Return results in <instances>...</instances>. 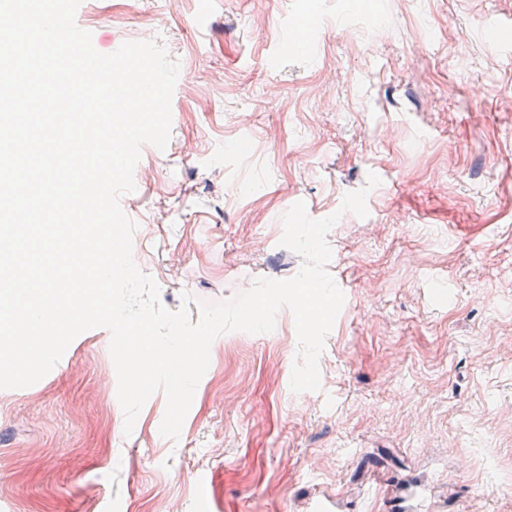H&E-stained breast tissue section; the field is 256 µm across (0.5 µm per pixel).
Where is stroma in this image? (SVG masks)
<instances>
[{
    "label": "stroma",
    "mask_w": 512,
    "mask_h": 512,
    "mask_svg": "<svg viewBox=\"0 0 512 512\" xmlns=\"http://www.w3.org/2000/svg\"><path fill=\"white\" fill-rule=\"evenodd\" d=\"M100 53L163 37L181 63L144 145L133 259L162 303L287 279L282 215L341 213L345 300L293 393L294 319L215 339L179 440L155 393L132 434L111 334L0 390V512H512V0H83ZM503 24L501 47L479 27ZM304 20L302 49L280 40Z\"/></svg>",
    "instance_id": "stroma-1"
}]
</instances>
